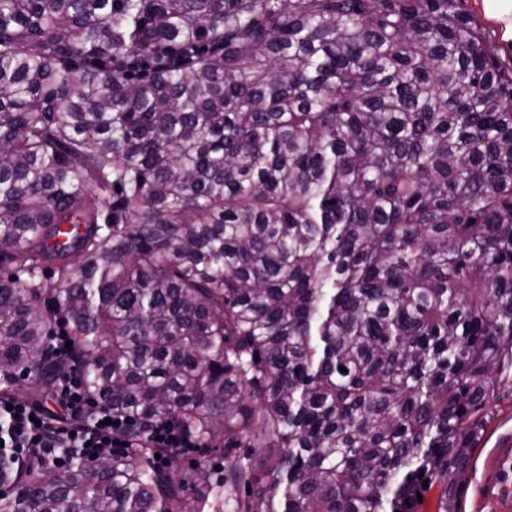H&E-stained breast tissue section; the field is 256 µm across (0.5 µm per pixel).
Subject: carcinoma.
Returning a JSON list of instances; mask_svg holds the SVG:
<instances>
[{"instance_id":"cac0c4a2","label":"carcinoma","mask_w":512,"mask_h":512,"mask_svg":"<svg viewBox=\"0 0 512 512\" xmlns=\"http://www.w3.org/2000/svg\"><path fill=\"white\" fill-rule=\"evenodd\" d=\"M0 263V392L75 369L136 422L0 458V512H458L512 371V70L457 0H0Z\"/></svg>"}]
</instances>
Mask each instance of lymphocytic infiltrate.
I'll use <instances>...</instances> for the list:
<instances>
[{
	"mask_svg": "<svg viewBox=\"0 0 512 512\" xmlns=\"http://www.w3.org/2000/svg\"><path fill=\"white\" fill-rule=\"evenodd\" d=\"M52 400L49 408L0 397V455L59 466L74 452L89 459L122 452L129 421L90 399L76 373L57 377Z\"/></svg>",
	"mask_w": 512,
	"mask_h": 512,
	"instance_id": "f902f5d3",
	"label": "lymphocytic infiltrate"
}]
</instances>
